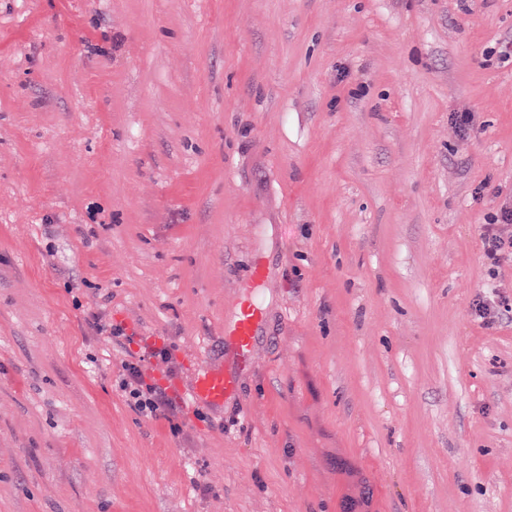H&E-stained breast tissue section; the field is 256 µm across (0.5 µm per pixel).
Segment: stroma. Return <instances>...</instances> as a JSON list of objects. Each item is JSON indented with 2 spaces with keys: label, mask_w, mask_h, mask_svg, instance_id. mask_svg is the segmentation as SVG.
Segmentation results:
<instances>
[{
  "label": "stroma",
  "mask_w": 512,
  "mask_h": 512,
  "mask_svg": "<svg viewBox=\"0 0 512 512\" xmlns=\"http://www.w3.org/2000/svg\"><path fill=\"white\" fill-rule=\"evenodd\" d=\"M510 196L512 0H0V512H512ZM492 221L482 224L481 236L485 258L492 266H498L512 258V201L503 202ZM264 265L256 261L252 277L241 287L232 314L224 318V364L199 371L187 392L195 402L213 407L239 395L244 374L253 366V356L267 324L264 308L255 301ZM503 308V310L501 309ZM505 313H512V305L496 302L493 297L480 296L473 304V313L483 322L491 324ZM123 366L122 390L128 406L139 416L147 419L166 417L176 404L155 382H151L144 371L145 357H133Z\"/></svg>",
  "instance_id": "1"
}]
</instances>
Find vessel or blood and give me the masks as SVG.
Masks as SVG:
<instances>
[{
  "mask_svg": "<svg viewBox=\"0 0 512 512\" xmlns=\"http://www.w3.org/2000/svg\"><path fill=\"white\" fill-rule=\"evenodd\" d=\"M263 271V265H256L240 290L234 311L224 320V362L195 375L187 389L192 400L220 407L238 396L241 379L253 366L254 352L267 324L263 307L254 299Z\"/></svg>",
  "mask_w": 512,
  "mask_h": 512,
  "instance_id": "vessel-or-blood-1",
  "label": "vessel or blood"
}]
</instances>
